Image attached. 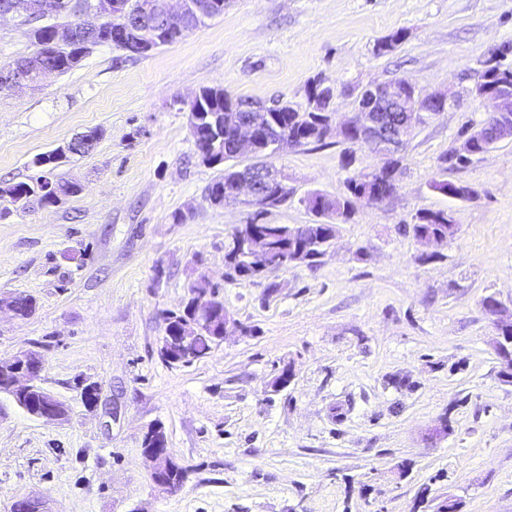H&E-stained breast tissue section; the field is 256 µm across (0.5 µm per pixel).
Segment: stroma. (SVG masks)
<instances>
[{
    "mask_svg": "<svg viewBox=\"0 0 512 512\" xmlns=\"http://www.w3.org/2000/svg\"><path fill=\"white\" fill-rule=\"evenodd\" d=\"M505 43L512 0H228L146 55L99 45L36 89L0 91V182L38 176L34 157L100 133L56 169L77 195L0 216V298L37 300L26 318L0 311V360L41 351L42 385L68 408L39 420L0 394V512L27 497L50 512H432L431 499L512 512V383L498 375L483 306L512 301V140L459 169L440 162L462 126L486 118L465 89ZM33 52L27 25L0 20L1 64ZM317 77L405 78L459 101L415 131L396 193L338 224L317 266L230 274L236 225L314 223L305 196L344 195L383 157L334 138L290 146L267 159L284 200L215 206L206 188L223 169L202 163L189 103L220 87L303 111ZM435 179L477 194L449 198ZM421 210L459 226L431 260L407 229ZM202 275L244 330L206 358L167 364L164 315ZM286 368L293 379L275 390ZM83 380L101 384L97 408L84 405ZM154 427L190 469L177 491L150 480L141 441Z\"/></svg>",
    "mask_w": 512,
    "mask_h": 512,
    "instance_id": "stroma-1",
    "label": "stroma"
}]
</instances>
